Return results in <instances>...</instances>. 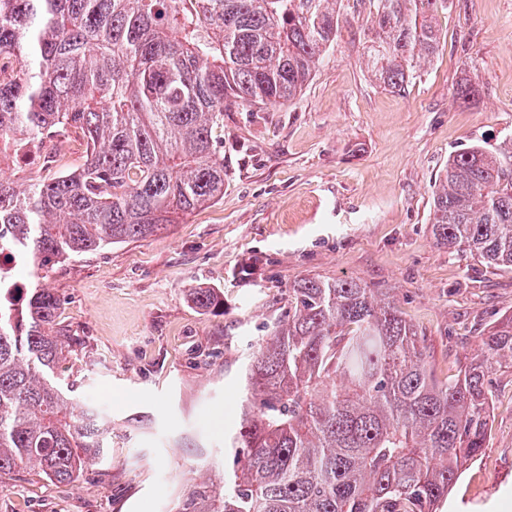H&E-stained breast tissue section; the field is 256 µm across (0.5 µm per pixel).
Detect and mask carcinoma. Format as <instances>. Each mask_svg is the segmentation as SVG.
Returning a JSON list of instances; mask_svg holds the SVG:
<instances>
[{
	"instance_id": "1",
	"label": "carcinoma",
	"mask_w": 512,
	"mask_h": 512,
	"mask_svg": "<svg viewBox=\"0 0 512 512\" xmlns=\"http://www.w3.org/2000/svg\"><path fill=\"white\" fill-rule=\"evenodd\" d=\"M373 77L399 91L435 56L446 0H370ZM340 0H0V160L72 137L83 163L51 180L0 177V251L38 276L55 259L143 239L224 194V113L292 101L339 33ZM436 242L512 271V139L448 159L433 193ZM288 320L246 358V400L224 487L191 485L179 512H439L486 447L495 365H512V316L450 383L388 293L306 277ZM202 310L222 304L190 290ZM36 280L0 287V473L70 482L106 458L98 405L54 377L75 338Z\"/></svg>"
}]
</instances>
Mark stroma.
Listing matches in <instances>:
<instances>
[{"mask_svg": "<svg viewBox=\"0 0 512 512\" xmlns=\"http://www.w3.org/2000/svg\"><path fill=\"white\" fill-rule=\"evenodd\" d=\"M367 0H343L341 32L291 103L224 115V194L157 234L43 269L76 339L62 383L102 407L107 460L58 483L0 474V512H177L187 484H224V430L246 355L288 316L304 277L389 292L425 339L439 380L481 353L512 312V271L431 232L432 192L450 157L512 136V0H448L442 48L398 92L364 54ZM477 88L455 102L463 82ZM253 274H244L249 259ZM204 287L221 307L188 299ZM491 434L440 512H512V368L488 378Z\"/></svg>", "mask_w": 512, "mask_h": 512, "instance_id": "35a3bbf8", "label": "stroma"}]
</instances>
